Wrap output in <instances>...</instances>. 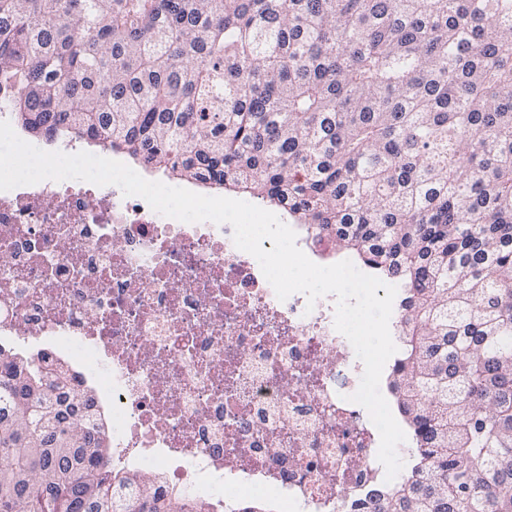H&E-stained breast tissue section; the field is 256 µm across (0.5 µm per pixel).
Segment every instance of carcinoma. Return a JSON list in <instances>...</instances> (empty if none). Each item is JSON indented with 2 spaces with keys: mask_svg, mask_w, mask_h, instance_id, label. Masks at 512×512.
I'll return each mask as SVG.
<instances>
[{
  "mask_svg": "<svg viewBox=\"0 0 512 512\" xmlns=\"http://www.w3.org/2000/svg\"><path fill=\"white\" fill-rule=\"evenodd\" d=\"M0 113L397 282L410 461L369 508L512 512V0H0ZM102 430L90 388L0 346V512H209L112 468ZM112 156H113V159H118L120 162L128 165L129 167H132V168H137V169H141L142 166L139 165L138 163H135L132 159H130L127 155L123 154V153H117V152H112ZM135 170V169H134ZM140 176H143V173H146L145 171H143L141 169V171L139 170H135ZM159 172V171H158ZM148 177H150L151 179H154L156 181H161L165 184H180L182 186H195L197 188H195V191L196 193H199V194H202V195H207V196H210V195H220V196H223V197H229V198H233V199H243V200H250L249 198H246L244 196H241V195H237V194H234V193H231V192H227V191H224V190H215V189H210V188H206L202 185H196V184H193V183H188V182H176V181H173V180H170L168 179L162 172H159V174H149V173H146ZM145 179V178H144Z\"/></svg>",
  "mask_w": 512,
  "mask_h": 512,
  "instance_id": "carcinoma-1",
  "label": "carcinoma"
}]
</instances>
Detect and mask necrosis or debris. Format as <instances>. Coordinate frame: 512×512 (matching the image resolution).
Segmentation results:
<instances>
[{"label": "necrosis or debris", "instance_id": "necrosis-or-debris-1", "mask_svg": "<svg viewBox=\"0 0 512 512\" xmlns=\"http://www.w3.org/2000/svg\"><path fill=\"white\" fill-rule=\"evenodd\" d=\"M0 337L73 363L107 414L112 465L223 504L359 512L389 488L350 397L362 362L336 299L278 300L233 229L185 223L114 185L0 191Z\"/></svg>", "mask_w": 512, "mask_h": 512}]
</instances>
